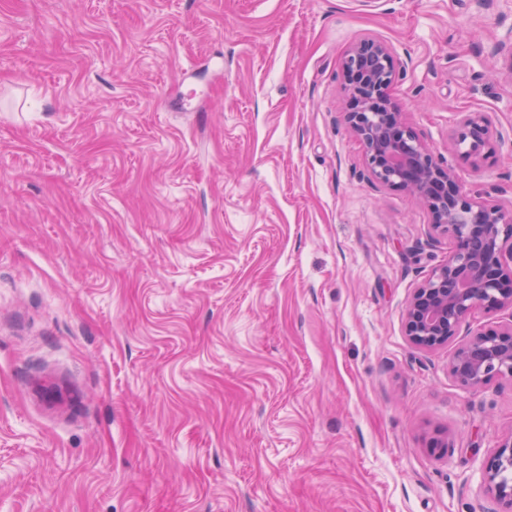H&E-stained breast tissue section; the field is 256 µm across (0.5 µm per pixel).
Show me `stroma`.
I'll return each mask as SVG.
<instances>
[{
	"instance_id": "1",
	"label": "stroma",
	"mask_w": 512,
	"mask_h": 512,
	"mask_svg": "<svg viewBox=\"0 0 512 512\" xmlns=\"http://www.w3.org/2000/svg\"><path fill=\"white\" fill-rule=\"evenodd\" d=\"M512 0H0V512H492L512 379L405 334L447 236L342 63L512 207ZM494 151L467 156L464 115Z\"/></svg>"
}]
</instances>
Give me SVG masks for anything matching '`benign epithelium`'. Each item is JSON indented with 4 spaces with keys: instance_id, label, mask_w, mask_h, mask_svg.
Masks as SVG:
<instances>
[{
    "instance_id": "obj_1",
    "label": "benign epithelium",
    "mask_w": 512,
    "mask_h": 512,
    "mask_svg": "<svg viewBox=\"0 0 512 512\" xmlns=\"http://www.w3.org/2000/svg\"><path fill=\"white\" fill-rule=\"evenodd\" d=\"M342 68L355 104L345 120L364 145L369 173L418 197L431 226L455 242L448 263L414 288L405 316V333L414 346H446L473 312L512 310V277L504 274L512 262V209L472 198L457 174L437 163L410 129L391 95L397 66L386 44L356 43ZM491 138L482 118L460 120L458 141L468 144V154L491 153ZM450 369L472 389L493 377L512 378V326L474 334L455 352ZM483 472L492 499L502 512H512V436L484 461Z\"/></svg>"
}]
</instances>
